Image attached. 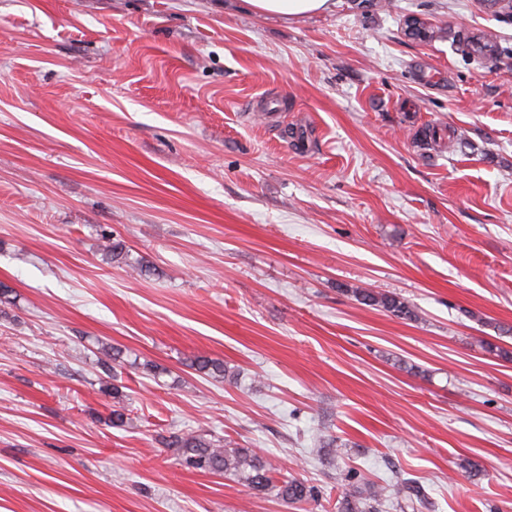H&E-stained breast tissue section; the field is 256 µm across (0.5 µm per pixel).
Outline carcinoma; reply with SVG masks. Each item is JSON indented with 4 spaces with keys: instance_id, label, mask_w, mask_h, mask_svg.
I'll return each mask as SVG.
<instances>
[{
    "instance_id": "cac0c4a2",
    "label": "carcinoma",
    "mask_w": 512,
    "mask_h": 512,
    "mask_svg": "<svg viewBox=\"0 0 512 512\" xmlns=\"http://www.w3.org/2000/svg\"><path fill=\"white\" fill-rule=\"evenodd\" d=\"M102 254L111 261H117L124 255L121 243L112 240L111 235L101 236ZM357 301L380 308L391 315L405 320L417 318L415 310L402 298L381 293L369 288L352 289ZM121 350L114 347H102L97 365L110 379L116 378V366L120 365ZM189 367L199 374L213 378L229 377L224 361L208 356H195L189 359ZM115 399L109 416V423L121 427L125 423V407L121 405L118 386L111 387ZM189 468L204 473L219 474L240 481L255 494L276 493L282 501L290 504L307 502L315 498L314 489L296 477H276V470L254 448H238L231 443L212 437L200 431L172 435L163 441ZM386 489L370 487L347 495L339 504L340 512H377Z\"/></svg>"
}]
</instances>
